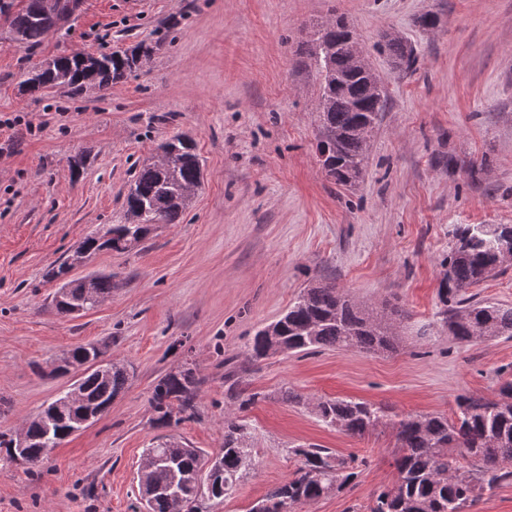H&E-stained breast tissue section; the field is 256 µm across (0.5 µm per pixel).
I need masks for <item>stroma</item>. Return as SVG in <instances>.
I'll list each match as a JSON object with an SVG mask.
<instances>
[{
    "label": "stroma",
    "instance_id": "35a3bbf8",
    "mask_svg": "<svg viewBox=\"0 0 512 512\" xmlns=\"http://www.w3.org/2000/svg\"><path fill=\"white\" fill-rule=\"evenodd\" d=\"M437 29L419 27L425 11ZM344 16L382 77L387 108L356 185L317 159L318 74L305 54L321 23ZM408 40L416 64L396 71L381 35ZM143 43L141 69L70 98L19 85L35 65L75 51ZM0 431L14 430L78 380L52 372L78 345L130 367L125 392L95 424L36 468L0 462V512H144L137 472L162 431L153 388L190 361L202 380L183 441L213 455L236 405L235 373L264 400L244 411L253 466L211 512H248L316 444L361 458L355 481L296 512H368L395 478L391 429L352 437L281 400H366L389 414L452 415L458 396H494L512 381V338L460 343L440 332L442 261L466 224L512 225V0H81L39 45L0 28ZM177 133L196 144L201 186L180 223L127 253L101 252L73 277L112 273V295L73 318L56 313L46 273L84 238L124 221L139 164ZM83 158L79 169L71 159ZM408 314L392 353L330 347L255 362L247 345L312 280Z\"/></svg>",
    "mask_w": 512,
    "mask_h": 512
}]
</instances>
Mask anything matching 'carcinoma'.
I'll list each match as a JSON object with an SVG mask.
<instances>
[{
	"mask_svg": "<svg viewBox=\"0 0 512 512\" xmlns=\"http://www.w3.org/2000/svg\"><path fill=\"white\" fill-rule=\"evenodd\" d=\"M79 8V0H0V26L12 41L35 46L62 29ZM350 31L344 18L325 21L310 40L308 58L320 77V162L326 175L338 185L354 184L368 160L369 137L387 100L374 93L369 78L352 65ZM391 62L410 69L416 61L413 47L403 38L382 34ZM149 48H132L98 56L80 51L51 59L49 65L32 69L22 91L33 96L58 89L79 97L89 88L102 92L137 72ZM202 170L193 141L175 135L160 146V152L142 163L125 200L126 223L108 225L110 247L88 235L77 259L87 261L102 252H126L140 243L155 224H178L201 184ZM512 259V226L466 225L457 232V242L443 260L446 273L438 297L440 326L458 342L512 336V307L481 301L469 289L500 272ZM72 265L63 262L48 276L59 282L52 304L57 313L72 314L80 306L91 310L112 295V274L94 273V280L69 277ZM387 320L359 303L345 289L333 284L309 286L275 322L258 330L249 350L255 360L270 355L269 336H278L291 352H315L325 347L353 348L365 353L395 349L394 322L407 318L402 309L391 310ZM95 346H77L66 355L67 365L82 366ZM129 374L125 365L112 364L101 376L92 371L79 379L82 399L54 413L42 410L24 427L28 447L14 452L13 436L0 433L5 460L36 467L60 440L71 434L75 419L91 404L107 406L124 389ZM227 392L244 411L261 394L242 397L233 374L226 376ZM200 378L187 363L165 373L153 388L150 405L162 428L175 430L197 416ZM321 422L351 436L362 437L380 426L395 432L398 448L396 479L376 495L369 512H465L485 491L512 478V382H505L492 398L460 396L454 418L441 414L408 415L391 419L385 410L368 401L324 398L313 403ZM300 462L291 478L272 488L249 512H293L297 504L314 502L352 483L357 472L351 461L326 448H294ZM152 456L139 478V493L146 512H197L193 504L205 498L222 500L232 494L252 463L249 431L238 416L224 419V448L216 454L223 474L213 481L198 479L206 455L191 448L172 433L145 449ZM472 461V467L459 460Z\"/></svg>",
	"mask_w": 512,
	"mask_h": 512,
	"instance_id": "obj_1",
	"label": "carcinoma"
}]
</instances>
